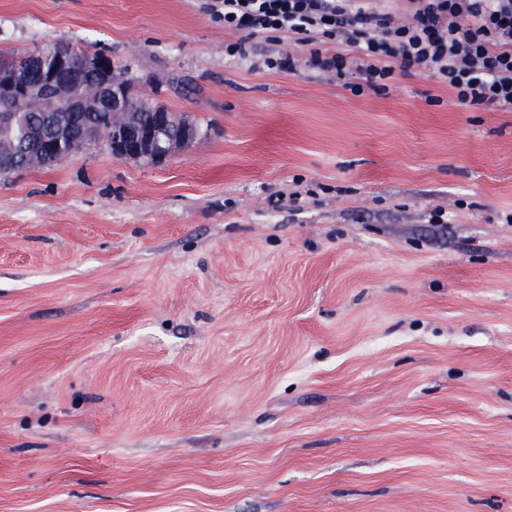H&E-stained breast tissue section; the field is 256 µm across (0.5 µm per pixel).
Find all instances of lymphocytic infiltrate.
Masks as SVG:
<instances>
[{
	"label": "lymphocytic infiltrate",
	"instance_id": "1",
	"mask_svg": "<svg viewBox=\"0 0 512 512\" xmlns=\"http://www.w3.org/2000/svg\"><path fill=\"white\" fill-rule=\"evenodd\" d=\"M220 0L226 31L307 47L309 67L353 95L423 70L463 107H512V0Z\"/></svg>",
	"mask_w": 512,
	"mask_h": 512
}]
</instances>
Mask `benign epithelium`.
Instances as JSON below:
<instances>
[{
	"label": "benign epithelium",
	"instance_id": "7a95c632",
	"mask_svg": "<svg viewBox=\"0 0 512 512\" xmlns=\"http://www.w3.org/2000/svg\"><path fill=\"white\" fill-rule=\"evenodd\" d=\"M94 74L99 78L98 98L84 93L83 77ZM49 90L59 102V119L52 122L47 133L41 134L43 156L31 162L33 167H46L75 150L95 141V134L81 124L80 115L86 110L103 108L112 101H127L129 90L112 56L100 50L78 52L70 47L62 50L49 46L32 52L27 64L18 68L0 66V102L16 105L28 96ZM133 110L144 117L104 140L112 156L158 166L174 154L188 149L199 137L190 121L181 127L172 126L169 108L154 99L140 98Z\"/></svg>",
	"mask_w": 512,
	"mask_h": 512
}]
</instances>
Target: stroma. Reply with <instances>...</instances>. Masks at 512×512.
<instances>
[{
  "label": "stroma",
  "mask_w": 512,
  "mask_h": 512,
  "mask_svg": "<svg viewBox=\"0 0 512 512\" xmlns=\"http://www.w3.org/2000/svg\"><path fill=\"white\" fill-rule=\"evenodd\" d=\"M213 2L0 0V56L105 46L203 129L0 178V512H512V109Z\"/></svg>",
  "instance_id": "obj_1"
}]
</instances>
